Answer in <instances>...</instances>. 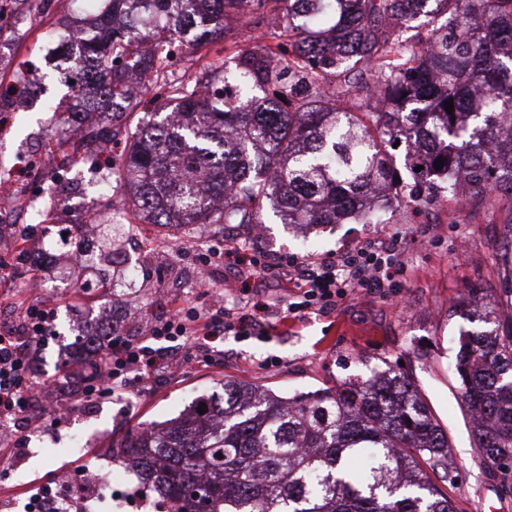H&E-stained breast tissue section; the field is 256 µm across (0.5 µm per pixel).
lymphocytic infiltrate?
<instances>
[{
  "label": "lymphocytic infiltrate",
  "instance_id": "f902f5d3",
  "mask_svg": "<svg viewBox=\"0 0 512 512\" xmlns=\"http://www.w3.org/2000/svg\"><path fill=\"white\" fill-rule=\"evenodd\" d=\"M393 249L360 245L341 255L295 261L294 267L304 289L289 303V317L335 301L345 289L363 284L387 287L397 271ZM267 310L262 298L249 307L226 305L223 299L205 310L174 300L148 325L144 337L114 342L97 354L89 372L81 380V394L87 400L112 396L127 388L130 381L150 384L156 371L166 365V343L182 341L192 352L191 364L205 368L214 363L226 334H248ZM16 329H0V445L9 444L12 423L29 410L39 383L33 366L36 348L51 333L53 314L48 304L27 303L18 311Z\"/></svg>",
  "mask_w": 512,
  "mask_h": 512
}]
</instances>
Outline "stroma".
<instances>
[{
	"label": "stroma",
	"instance_id": "obj_1",
	"mask_svg": "<svg viewBox=\"0 0 512 512\" xmlns=\"http://www.w3.org/2000/svg\"><path fill=\"white\" fill-rule=\"evenodd\" d=\"M86 13L82 0H9L0 13V82L26 79L42 94L22 103L0 104V180L10 179L16 159L41 148L71 163L74 173L91 184L110 173L69 160L78 128L61 115L72 104L46 57L47 34L61 35L74 17ZM54 99L58 110L42 106ZM39 219L7 228L11 242L27 235L29 247L52 251L55 241H78L63 233L72 220L61 195L44 192L36 199ZM404 241L402 271L392 288H361L317 311L285 323L281 310L292 298L281 269L296 258L341 253L362 242L390 237ZM125 262L135 266L134 279L108 285L102 271L66 263L44 265L34 272L27 262L0 270V304L45 301L54 309L53 332L41 346L36 374L51 381L23 423L25 435L0 450V512H22L21 506L41 494L53 470L72 460L70 437L84 435L81 458L86 480L112 459V444L126 432L178 416L197 400L220 394L225 381L263 385L284 393L365 380L373 374L404 369L448 434L445 487L458 512H512V490L500 482L473 438L470 419L460 405L454 373L460 340L485 322L512 321V218L490 206L426 208L415 222L397 224H264L254 236L249 224H193L168 229L156 224H128L117 238ZM239 247L274 257L275 268L263 274V295L272 336L224 338V357L210 368L184 374V361L161 370L149 389L133 385L123 394L90 403L79 399L75 383L65 379L69 349L78 326L92 331L105 319H116L124 336H139L164 305L176 298L206 307L215 291L230 303L250 297L227 287L221 259L202 265L200 255L213 248Z\"/></svg>",
	"mask_w": 512,
	"mask_h": 512
}]
</instances>
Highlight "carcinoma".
Wrapping results in <instances>:
<instances>
[{
  "instance_id": "1",
  "label": "carcinoma",
  "mask_w": 512,
  "mask_h": 512,
  "mask_svg": "<svg viewBox=\"0 0 512 512\" xmlns=\"http://www.w3.org/2000/svg\"><path fill=\"white\" fill-rule=\"evenodd\" d=\"M97 2L95 22L47 55L66 64V97L102 105L83 155L124 131L112 172L133 186L129 223L263 224L271 211L282 224H388L439 201L512 213V0ZM257 18L280 30L271 42L167 80L172 48ZM129 69L160 99L145 106ZM102 237L91 264L113 267L117 244ZM455 374L507 488L512 323L466 335ZM205 404L112 451L170 512H457L438 485L448 435L402 372L292 396L227 380Z\"/></svg>"
}]
</instances>
